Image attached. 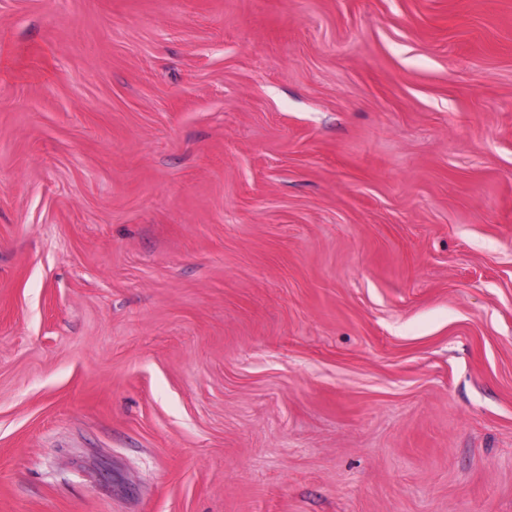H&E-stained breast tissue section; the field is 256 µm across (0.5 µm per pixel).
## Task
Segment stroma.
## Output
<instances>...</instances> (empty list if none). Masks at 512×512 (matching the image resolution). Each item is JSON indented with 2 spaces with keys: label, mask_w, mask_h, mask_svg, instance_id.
I'll use <instances>...</instances> for the list:
<instances>
[{
  "label": "stroma",
  "mask_w": 512,
  "mask_h": 512,
  "mask_svg": "<svg viewBox=\"0 0 512 512\" xmlns=\"http://www.w3.org/2000/svg\"><path fill=\"white\" fill-rule=\"evenodd\" d=\"M0 512H512V0H0Z\"/></svg>",
  "instance_id": "obj_1"
}]
</instances>
